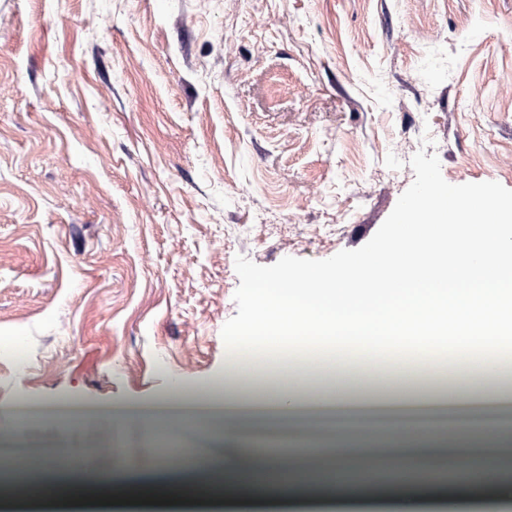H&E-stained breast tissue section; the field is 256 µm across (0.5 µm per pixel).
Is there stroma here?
I'll use <instances>...</instances> for the list:
<instances>
[{
	"label": "stroma",
	"mask_w": 512,
	"mask_h": 512,
	"mask_svg": "<svg viewBox=\"0 0 512 512\" xmlns=\"http://www.w3.org/2000/svg\"><path fill=\"white\" fill-rule=\"evenodd\" d=\"M512 202V0H0V432L67 469L52 407L101 414L90 475L104 496L132 480L205 474L162 459L197 440L249 472L246 444L329 438L332 376L284 382L294 426L229 416L227 433L167 423L175 395L216 388L224 339L261 316L258 282L331 272L387 239L426 184ZM27 365L17 369L15 356ZM448 374L416 391L345 375L347 416L446 426L422 457L442 512L458 481L439 457L504 438L512 373L493 399L449 402ZM140 408L114 419L108 409ZM0 512H404L383 489L288 502L250 483L185 505L74 506L49 493Z\"/></svg>",
	"instance_id": "stroma-1"
}]
</instances>
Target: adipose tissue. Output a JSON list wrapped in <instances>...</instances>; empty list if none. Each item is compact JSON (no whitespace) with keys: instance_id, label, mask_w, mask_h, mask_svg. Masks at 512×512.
I'll list each match as a JSON object with an SVG mask.
<instances>
[{"instance_id":"1","label":"adipose tissue","mask_w":512,"mask_h":512,"mask_svg":"<svg viewBox=\"0 0 512 512\" xmlns=\"http://www.w3.org/2000/svg\"><path fill=\"white\" fill-rule=\"evenodd\" d=\"M255 296L272 317L226 337V370L268 378L273 395L281 382L268 372L287 343L307 348L313 369H336L356 350L387 360L384 380L396 387L411 386L441 343L470 373H491L492 351L512 339V207L424 196L381 250L335 275L259 282Z\"/></svg>"}]
</instances>
